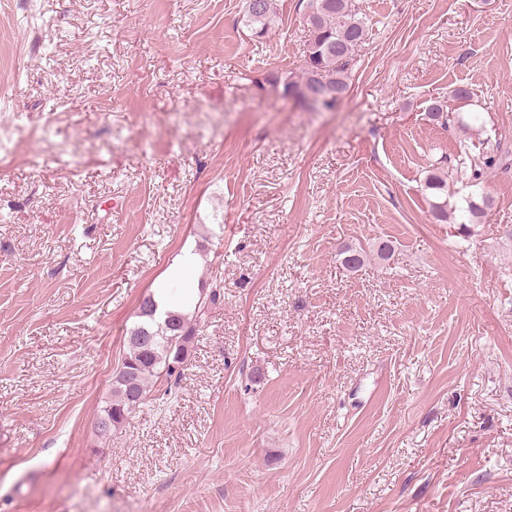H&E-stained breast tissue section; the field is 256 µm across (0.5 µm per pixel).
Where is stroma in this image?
I'll return each mask as SVG.
<instances>
[{
  "instance_id": "1",
  "label": "stroma",
  "mask_w": 512,
  "mask_h": 512,
  "mask_svg": "<svg viewBox=\"0 0 512 512\" xmlns=\"http://www.w3.org/2000/svg\"><path fill=\"white\" fill-rule=\"evenodd\" d=\"M276 4L256 38L241 0H0V512H512V0H356L326 112L266 82L306 49ZM186 251L221 296L100 436Z\"/></svg>"
}]
</instances>
